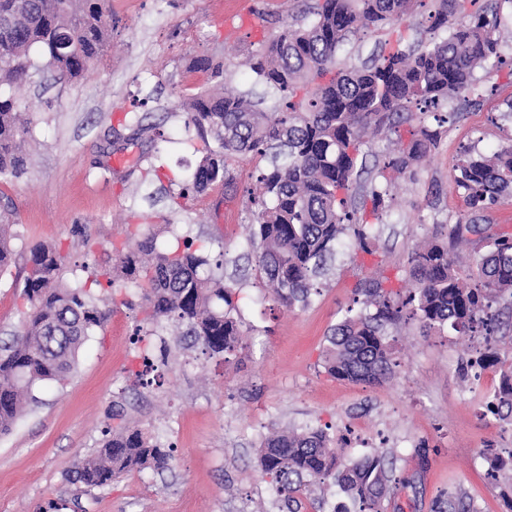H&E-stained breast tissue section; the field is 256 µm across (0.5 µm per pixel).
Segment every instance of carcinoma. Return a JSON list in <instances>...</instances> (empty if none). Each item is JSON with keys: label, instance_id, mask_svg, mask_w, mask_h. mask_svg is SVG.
<instances>
[{"label": "carcinoma", "instance_id": "1", "mask_svg": "<svg viewBox=\"0 0 512 512\" xmlns=\"http://www.w3.org/2000/svg\"><path fill=\"white\" fill-rule=\"evenodd\" d=\"M438 0L428 28L448 36L433 45L395 50L369 65L337 66L336 51L352 36L413 15L420 0H318L314 19L289 25L249 58L256 78L278 92L272 109L241 93H204L189 101L186 124L205 142L204 155L185 191L204 193L217 182L233 181L230 161L240 156L269 157L252 194L250 237L266 288L286 308L305 307L318 293L317 279L352 220L340 196L358 177L357 161L365 137L416 106L429 112L437 127L423 125L408 143H398L384 168L399 176L412 172L437 145L448 122V100L465 93L473 73L500 58V11L479 10L468 22L456 21L465 2ZM112 37L108 0H0V85L17 88L29 82L36 66L32 48L46 66L77 81L105 53ZM310 87L302 98L297 91ZM28 113L11 95H0V179L27 171L25 145ZM215 140L216 146L208 143ZM455 187L466 192L469 207L479 211L512 197V144L491 155L469 149L454 165ZM8 225L0 224V270L13 259ZM24 293L31 312L23 330L0 348V435L6 434L32 399L40 381L63 380L104 313L82 287L66 285L54 247L37 243L29 250ZM208 260L185 245L172 250L148 235L124 255L118 270L144 288L152 308V326L136 329L137 341L149 342L155 327L172 325L177 335L210 356H227L246 331L235 317L233 289L224 284L222 264L206 271ZM471 285L459 276L448 244L431 240L412 250L409 277L401 299L394 301L382 283L359 284L354 303L375 313L347 309L325 336L324 366L335 378L380 384L398 366L385 329L409 320L420 333L451 328L475 339L484 350L463 362L464 373L500 363L493 350L499 315L492 311L500 296H512V236L498 237L475 261ZM486 412L512 425V365L500 370V384L487 398ZM487 476L505 481L512 491V454L504 460L493 449ZM170 455L135 427L112 432L77 470V480L100 487L112 479L148 467L167 465ZM262 472L270 478L288 512H302L310 487L337 485L348 503L340 512H382L393 493V462L387 450L346 462L337 460L332 440L322 429L275 430L258 448ZM436 512H477L463 493L448 497Z\"/></svg>", "mask_w": 512, "mask_h": 512}]
</instances>
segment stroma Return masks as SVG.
Instances as JSON below:
<instances>
[{
  "mask_svg": "<svg viewBox=\"0 0 512 512\" xmlns=\"http://www.w3.org/2000/svg\"><path fill=\"white\" fill-rule=\"evenodd\" d=\"M111 43L90 73L70 82L41 69L21 95L31 120L28 170L0 180V219L11 226L14 260L0 272V345L20 333L30 304L24 293L30 248L48 243L65 282L118 267L146 235L158 245L189 238L210 258H223L249 335L231 357H207L177 346L171 328L136 343L152 311L141 288L124 279L102 292L106 317L83 344L65 381L34 385L13 429L0 435V512H281L257 459L271 430L327 429L338 457L391 450L399 481L386 512H434L460 491L478 512H512L505 484L486 477V446L512 449V427L484 416L498 369L484 380L459 372L470 341L452 330L422 335L416 324L388 327L400 365L380 384L340 381L323 366L327 330L338 323L368 278L399 292L408 256L425 240L445 241L457 223L475 224L454 255L469 277L487 239L512 235V199L475 212L453 188L459 147L487 154L512 136V43L502 65L477 70L464 98L450 101L441 141L399 180L388 208L372 209L369 192L393 142L409 140L417 116L363 146V170L346 192L364 224L369 250L345 233L327 264L320 296L289 311L265 289L249 239V192L260 158L234 159L231 184L183 196L203 142L185 127L184 102L218 84L273 103L275 94L246 66L283 25L308 22L315 0H109ZM426 9L406 20L350 37L336 60L362 65L395 49L444 39L429 32ZM224 64V79L197 69L198 59ZM169 354L160 357V344ZM153 368H145V359ZM136 426L169 451L166 469L135 470L95 488L75 481L80 463L112 431Z\"/></svg>",
  "mask_w": 512,
  "mask_h": 512,
  "instance_id": "35a3bbf8",
  "label": "stroma"
}]
</instances>
